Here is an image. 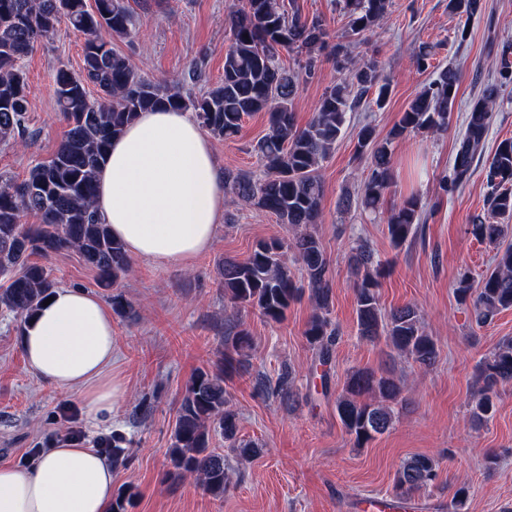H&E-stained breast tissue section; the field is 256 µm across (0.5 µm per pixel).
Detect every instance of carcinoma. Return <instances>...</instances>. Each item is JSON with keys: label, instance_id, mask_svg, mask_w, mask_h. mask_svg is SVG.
<instances>
[{"label": "carcinoma", "instance_id": "1", "mask_svg": "<svg viewBox=\"0 0 512 512\" xmlns=\"http://www.w3.org/2000/svg\"><path fill=\"white\" fill-rule=\"evenodd\" d=\"M348 19L344 40L329 45V33L321 20L287 11L280 0H242L227 23L230 45L224 54L222 82L201 95L164 91L141 77L135 65L112 46L116 38L130 39L134 19L126 0H0V143L24 138L29 101L21 60L34 44L55 34L61 20L83 37V68L77 74L60 65L53 76L57 106L67 123L65 138L47 161L34 163L19 184H0V309L21 320L32 316L57 288L51 269L32 263L33 254L49 256L66 249L76 251L95 271L104 288L117 287L130 269L125 246L112 238L108 225L95 209L96 172L125 128L141 112L157 108L191 107L202 126L217 139L236 136L245 117L264 112L268 131L253 146L265 175L224 170V189L245 204L274 214L294 228L289 241L273 237L257 244L245 261L222 262L220 287L236 311L251 310L279 323L290 305L308 295L313 313L304 336L326 365L339 339L330 319L332 283L329 263L315 231L324 186L319 169L342 135L354 100L378 88L375 104L381 108L389 89L379 84L374 61H356L348 48L356 39L374 31L387 17L390 0H340ZM482 10V0H448V11L470 22ZM285 50L302 57L298 70L280 66ZM329 51L336 63L348 66L351 80H340L324 92L309 123H295L293 100L300 74L310 75L319 57ZM435 47L424 45L413 58L414 66H432ZM490 78L465 115V130L458 139L448 175L439 182V195L459 191L473 176L484 151L497 105V89L512 84V37L497 44L489 66ZM460 72L450 65L438 71L410 101L388 137L378 139L375 129L363 125L356 151L367 160L361 194L345 195L342 207L379 213L386 192L394 182L393 141L406 135H435L448 129ZM101 95L90 97L87 84ZM489 216H477L467 232L493 249L494 265L473 286L468 273L454 288L458 303L468 309L481 327L498 313L512 309V245H503L507 222L512 220V139L501 141L485 165ZM34 213L39 224L22 223L23 213ZM421 204L409 196L387 218V233L394 247L403 246L418 231ZM301 265L296 280L288 253ZM354 275L358 336L386 346L422 370L431 369L439 355L436 339L426 333L422 315L413 304L390 311L382 309L378 277L382 262L368 242L354 248ZM224 343V369L249 346L243 323ZM478 384L470 418L480 424L496 411L501 385L512 384V338L503 340L478 366ZM405 401L399 380L389 373L369 369L351 372L342 395L336 398V414L354 446L381 436L396 419L394 405ZM223 435L229 447L249 460L263 448L238 437L239 420L224 388V373L198 370L192 376L176 411L168 451L169 475L194 478L205 491L222 495L230 483L224 455L210 449L212 436ZM439 461L414 456L396 471L393 496L405 500L413 493L436 485ZM469 484L458 486L450 500L453 512H465L472 495Z\"/></svg>", "mask_w": 512, "mask_h": 512}]
</instances>
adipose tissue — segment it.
I'll return each mask as SVG.
<instances>
[{
	"label": "adipose tissue",
	"instance_id": "adipose-tissue-1",
	"mask_svg": "<svg viewBox=\"0 0 512 512\" xmlns=\"http://www.w3.org/2000/svg\"><path fill=\"white\" fill-rule=\"evenodd\" d=\"M96 210L128 254L190 264L208 251L224 213V176L192 112H143L115 139L98 172ZM112 312L97 296L59 288L23 327L27 367L74 390L88 413L112 411L126 386L112 373ZM114 466L76 442L27 468L0 465V512H111Z\"/></svg>",
	"mask_w": 512,
	"mask_h": 512
}]
</instances>
